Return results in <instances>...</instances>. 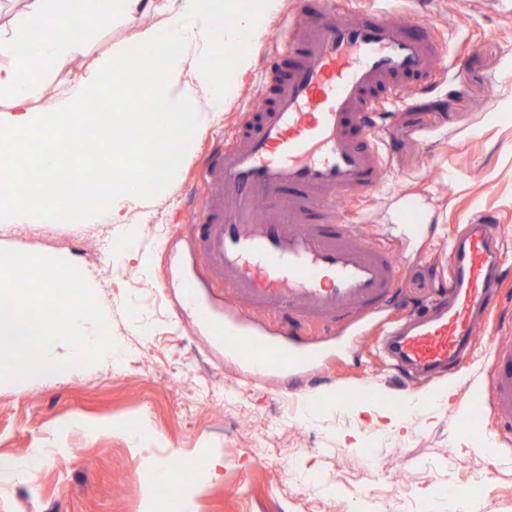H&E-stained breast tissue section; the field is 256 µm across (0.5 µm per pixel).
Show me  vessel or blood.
<instances>
[{"mask_svg":"<svg viewBox=\"0 0 512 512\" xmlns=\"http://www.w3.org/2000/svg\"><path fill=\"white\" fill-rule=\"evenodd\" d=\"M258 92L203 171L202 206L189 217L190 244L211 281L254 319H280L281 335L224 327V349L254 370L297 369L316 348L304 325L352 327L392 300L391 243L353 223L351 203L375 194L388 142L375 121L411 93L446 78L460 57L424 21L397 22L384 0H323L290 15L272 35ZM497 227L467 225L452 248L447 306L386 333L394 369L425 378L453 372L501 299ZM487 406L512 433V326L493 328Z\"/></svg>","mask_w":512,"mask_h":512,"instance_id":"1","label":"vessel or blood"}]
</instances>
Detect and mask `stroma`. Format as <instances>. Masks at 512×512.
<instances>
[{"mask_svg":"<svg viewBox=\"0 0 512 512\" xmlns=\"http://www.w3.org/2000/svg\"><path fill=\"white\" fill-rule=\"evenodd\" d=\"M393 9L419 11L450 47H465L444 84L389 114L387 171L360 206L371 235L399 244L397 312L421 315L447 296L454 239L480 217L499 226L512 290V11L484 0H395ZM160 22L137 14L97 29L81 55L45 72L39 110L50 114L84 69ZM248 49L254 69L234 74L223 112L190 132L171 179L143 184L126 223L103 211L72 224L60 214L0 222V248L63 258L89 274L112 338L137 358L0 384V458L48 451L30 477L0 484V512H178L155 467L216 452L221 479L196 470L182 485L198 512H512V434L495 428L486 406L483 348L457 373L418 385L384 365L374 326L354 336L317 330L323 361L284 390L225 355L183 299L182 280L193 275L224 315V291L206 287L185 223L203 199L207 155L253 99L255 69L271 54L263 39ZM365 383L379 399L416 396L422 405L402 430L378 431L352 394ZM440 389L448 401L435 402ZM76 417L85 428L71 427ZM143 425L153 434L147 447L133 441Z\"/></svg>","mask_w":512,"mask_h":512,"instance_id":"obj_1","label":"stroma"}]
</instances>
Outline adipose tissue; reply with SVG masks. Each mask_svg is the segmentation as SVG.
<instances>
[{"mask_svg":"<svg viewBox=\"0 0 512 512\" xmlns=\"http://www.w3.org/2000/svg\"><path fill=\"white\" fill-rule=\"evenodd\" d=\"M23 21L0 24L1 104L14 119L0 124V217L81 214L110 209L125 223L126 206L137 204L135 174L168 177L173 160L187 145L188 128H203L206 112H221L232 98L230 73L251 69L248 44L260 36L282 0H187L165 9L162 27L136 32L137 57L119 54L83 74L63 94L66 103L53 128L37 119L46 94L41 73L82 53L99 27L115 19L156 9V0H23ZM38 29L32 39L30 29ZM106 97L99 128L118 133L112 160L94 177L70 172L57 189L59 162L72 155L73 118L87 99ZM159 101L165 122L151 112H128L131 98Z\"/></svg>","mask_w":512,"mask_h":512,"instance_id":"obj_1","label":"adipose tissue"}]
</instances>
